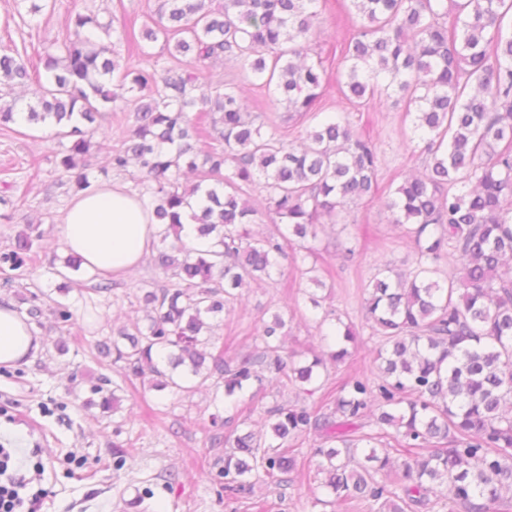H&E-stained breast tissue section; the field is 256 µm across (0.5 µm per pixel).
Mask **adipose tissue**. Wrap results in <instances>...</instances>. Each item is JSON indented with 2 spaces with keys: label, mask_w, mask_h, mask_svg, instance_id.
<instances>
[{
  "label": "adipose tissue",
  "mask_w": 512,
  "mask_h": 512,
  "mask_svg": "<svg viewBox=\"0 0 512 512\" xmlns=\"http://www.w3.org/2000/svg\"><path fill=\"white\" fill-rule=\"evenodd\" d=\"M155 232L151 212L115 184H94L81 192L58 226L66 247L83 257L84 268L116 277L141 261ZM38 347L26 320L11 305L0 304V365L21 364Z\"/></svg>",
  "instance_id": "ef3b65f1"
}]
</instances>
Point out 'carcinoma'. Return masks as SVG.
I'll list each match as a JSON object with an SVG mask.
<instances>
[{
	"label": "carcinoma",
	"mask_w": 512,
	"mask_h": 512,
	"mask_svg": "<svg viewBox=\"0 0 512 512\" xmlns=\"http://www.w3.org/2000/svg\"><path fill=\"white\" fill-rule=\"evenodd\" d=\"M319 0H155L141 35L70 16L56 52L45 54L46 81L26 122L70 139L59 166L71 189L90 187L84 157L96 148L97 117L133 107L134 126L112 151V168L142 173L140 200L159 224L152 260L170 276L143 292L147 325L96 343L123 362L126 377L158 391L189 395L218 377L224 399L255 383L309 385L327 362L351 357L341 318L325 313L327 350L297 362L284 357L279 312L259 330L262 346L231 365L212 352L210 319L234 309L250 283L272 276L280 260L305 262L304 245L351 203L379 199L375 145L347 115L324 118L294 145L265 110L249 106L232 78L196 70L235 63L290 112L306 115L328 89L323 61L308 60L318 38ZM357 32L340 44L347 67L338 81L349 100L397 96L413 116L405 150L426 154L422 171L386 197L392 223L414 245L413 266L384 264L365 288L362 310L380 338L378 383L341 381L325 404H276L265 411L267 438L224 436L229 448L214 477L228 500L256 482L281 486L298 470V441L320 444V486L371 512H414L439 501L448 512H512V0H344ZM145 54L140 41L186 62L136 68L114 55L111 39ZM30 79L25 63L0 52V86ZM270 131H264V128ZM195 184L180 183L183 172ZM264 193L278 233L257 236L246 189ZM198 224L199 248L183 240L182 213ZM35 224L0 252V270L25 272ZM455 264L440 277L438 261ZM91 391L102 412L119 397Z\"/></svg>",
	"instance_id": "obj_1"
}]
</instances>
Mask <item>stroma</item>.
<instances>
[{
	"instance_id": "obj_1",
	"label": "stroma",
	"mask_w": 512,
	"mask_h": 512,
	"mask_svg": "<svg viewBox=\"0 0 512 512\" xmlns=\"http://www.w3.org/2000/svg\"><path fill=\"white\" fill-rule=\"evenodd\" d=\"M153 10L154 0H0V50L19 55L35 67L41 56L54 52L55 41L66 33L70 14L91 11L113 27L139 30L150 23ZM32 11L40 21L34 28L27 24ZM322 19L323 33L313 55L324 60L327 77L334 82L346 67L336 47L354 28L342 0H327ZM237 80L247 102H263L285 140H296L309 125V118L289 115L284 105L253 84L247 72L238 71ZM318 109L360 117L361 131L371 136L380 156L379 183L384 192L394 191L404 172L421 170V159L410 160L403 154L411 122L403 105L394 99L374 98L358 105L334 88L320 100ZM133 122L132 110L113 113L108 126L111 136L101 140L91 159V181L118 183L131 193L139 192L137 167L116 172L109 163L118 136ZM69 145L51 127L0 126V251L11 245L25 224H38L42 234L24 278L11 280L0 271V302L26 313L29 288L35 285L43 292L39 303L44 310V325L36 330L39 352L21 365L19 373L0 374V445L15 449V458L26 471L43 468L39 486L45 494L40 512H129L127 501L147 487L154 496L143 503L144 512H258V504L266 501L279 503L280 512H370L368 503L359 499L334 510L315 505L322 491L311 456L318 442L313 434L301 447V466L292 473L288 486L259 482L246 498L228 501L218 497L211 471L224 456L225 430L245 420L262 421L274 403L295 400V388L268 385L256 399L245 396L223 404L218 410L226 428L220 431L209 426V415L217 409L214 387L187 397L158 392L143 386L141 380H128L121 364L98 356L96 341L112 337L130 321L144 319L143 305L137 300L140 289L158 287L167 276L145 257L131 277L116 278L111 292L101 296L91 294L88 272L62 278L68 250L57 235V226L73 193L70 177L58 160ZM311 245L318 269L326 273L322 308L336 311L355 328L358 345L346 363L322 374L320 390L304 398L308 404L327 399L347 376L360 374L376 381L379 342L363 318V292L376 266L388 263L404 270L414 258L412 244L376 200L359 201L337 223L318 228ZM349 247L354 250L350 256L345 253ZM64 282L69 285L65 294L57 290ZM308 286L304 265L287 260L270 280L247 290L214 330L225 359L232 363L253 352L262 322L277 311L287 322L289 350L322 346L306 297ZM58 302L71 307L76 326L54 322L51 310ZM58 340L64 342L65 352L56 350ZM101 377L109 387L117 388L121 398L118 409L107 416L99 408L82 406L90 396L91 380ZM131 439L136 445L130 447L126 467L113 470V446H126Z\"/></svg>"
}]
</instances>
